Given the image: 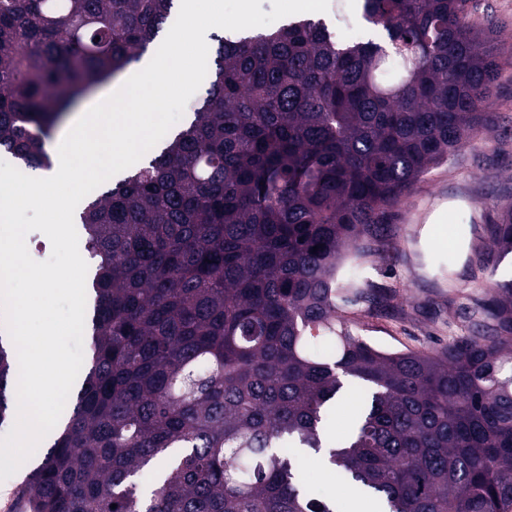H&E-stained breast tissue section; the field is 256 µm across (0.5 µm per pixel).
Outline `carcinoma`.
<instances>
[{
    "mask_svg": "<svg viewBox=\"0 0 512 512\" xmlns=\"http://www.w3.org/2000/svg\"><path fill=\"white\" fill-rule=\"evenodd\" d=\"M172 4L0 0V150L50 168L61 114L139 61ZM359 8L356 41L312 18L212 36L191 122L80 213L92 355L19 512H336L298 451L323 448L345 378L360 398L329 463L352 492L384 512H512V278L486 289L487 329L385 351L345 318L374 289L339 277L424 174L491 129L493 26L475 0ZM486 232L512 253L511 205ZM18 372L0 341V425Z\"/></svg>",
    "mask_w": 512,
    "mask_h": 512,
    "instance_id": "obj_1",
    "label": "carcinoma"
}]
</instances>
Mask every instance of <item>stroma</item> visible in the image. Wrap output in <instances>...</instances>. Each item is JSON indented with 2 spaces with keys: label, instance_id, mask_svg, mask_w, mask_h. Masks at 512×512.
Segmentation results:
<instances>
[{
  "label": "stroma",
  "instance_id": "35a3bbf8",
  "mask_svg": "<svg viewBox=\"0 0 512 512\" xmlns=\"http://www.w3.org/2000/svg\"><path fill=\"white\" fill-rule=\"evenodd\" d=\"M491 18L497 31L501 74L489 106L495 126L434 166L415 185L387 224V252L359 259L360 274L387 294L381 306L351 309L352 330L389 349L436 350L467 333L472 314L492 278L512 276V261L487 264L485 234L502 208L512 204V0H478L476 20ZM450 212L466 229L461 244L444 246L448 227L436 223ZM312 493L344 500L350 491L318 455L300 456Z\"/></svg>",
  "mask_w": 512,
  "mask_h": 512
}]
</instances>
